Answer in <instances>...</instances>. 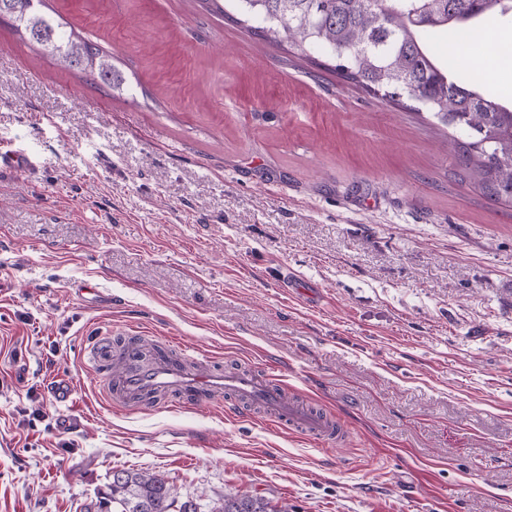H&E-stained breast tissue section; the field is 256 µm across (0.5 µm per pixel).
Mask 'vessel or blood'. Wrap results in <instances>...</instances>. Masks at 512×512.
Masks as SVG:
<instances>
[{"mask_svg": "<svg viewBox=\"0 0 512 512\" xmlns=\"http://www.w3.org/2000/svg\"><path fill=\"white\" fill-rule=\"evenodd\" d=\"M127 357L134 367L119 378L117 392L124 403L136 404L166 396L183 407H198L200 396L210 401L229 400L231 412L241 407L260 405L271 423L300 432L312 441L342 443L343 426L334 414L319 415L291 401L287 387L274 376L264 377L242 370L216 372L206 359L197 358L195 350H188L185 358L166 355L151 361L139 359L138 348H130ZM95 369H103L112 361V337H96L90 351Z\"/></svg>", "mask_w": 512, "mask_h": 512, "instance_id": "1", "label": "vessel or blood"}]
</instances>
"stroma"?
Returning a JSON list of instances; mask_svg holds the SVG:
<instances>
[{
  "label": "stroma",
  "instance_id": "1",
  "mask_svg": "<svg viewBox=\"0 0 512 512\" xmlns=\"http://www.w3.org/2000/svg\"><path fill=\"white\" fill-rule=\"evenodd\" d=\"M223 7L49 0L111 53L113 94L0 20V145L36 162L0 171V512H81L115 469L164 474L180 504L512 512V203L465 178L464 133ZM487 37L512 43V19L432 42L470 73ZM131 323L277 371L347 444L109 401L86 354ZM208 512H289L288 505L276 506L265 498L249 493H224L221 502Z\"/></svg>",
  "mask_w": 512,
  "mask_h": 512
}]
</instances>
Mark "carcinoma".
Masks as SVG:
<instances>
[{
    "instance_id": "obj_1",
    "label": "carcinoma",
    "mask_w": 512,
    "mask_h": 512,
    "mask_svg": "<svg viewBox=\"0 0 512 512\" xmlns=\"http://www.w3.org/2000/svg\"><path fill=\"white\" fill-rule=\"evenodd\" d=\"M242 12L269 21L271 39L300 52L327 48L344 78L392 101L407 97L438 123L459 129L467 177L496 202H512V101L484 94L466 72L438 56L430 33L452 37L491 16L512 17V0H238ZM46 0H0V17L29 39L52 47L59 63L115 91L124 83L112 55L74 30L52 22ZM174 498L162 474L112 471L85 512H171ZM208 512H288L265 498L228 492Z\"/></svg>"
}]
</instances>
